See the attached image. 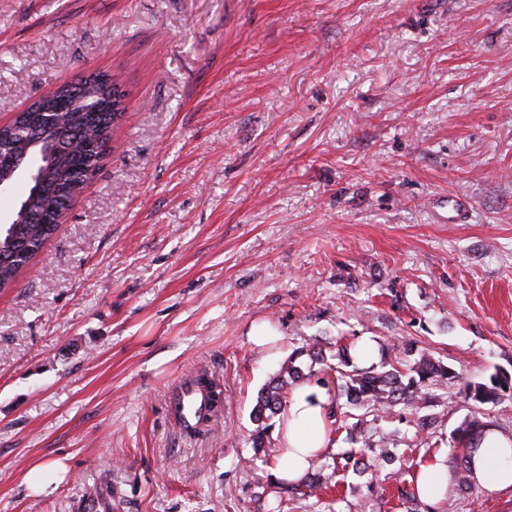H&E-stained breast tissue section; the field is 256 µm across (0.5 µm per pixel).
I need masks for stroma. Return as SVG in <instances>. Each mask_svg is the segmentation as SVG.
Masks as SVG:
<instances>
[{"label":"stroma","mask_w":512,"mask_h":512,"mask_svg":"<svg viewBox=\"0 0 512 512\" xmlns=\"http://www.w3.org/2000/svg\"><path fill=\"white\" fill-rule=\"evenodd\" d=\"M92 72L127 112L0 291V512H429L383 470L275 491L250 412L296 348L414 340L456 373L432 452L402 408L366 427L455 467L468 383L512 372V0H0L1 121ZM201 372L224 411L189 438L166 391Z\"/></svg>","instance_id":"stroma-1"}]
</instances>
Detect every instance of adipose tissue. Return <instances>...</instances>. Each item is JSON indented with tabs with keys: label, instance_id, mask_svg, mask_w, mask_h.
<instances>
[{
	"label": "adipose tissue",
	"instance_id": "adipose-tissue-1",
	"mask_svg": "<svg viewBox=\"0 0 512 512\" xmlns=\"http://www.w3.org/2000/svg\"><path fill=\"white\" fill-rule=\"evenodd\" d=\"M331 394L327 387L303 384L292 393L288 412L279 428L283 453L273 471L279 481L296 482L305 477L313 454L324 452L329 441L325 424ZM474 483L490 491L512 487V440L487 429L470 459ZM451 484L448 467L441 458L422 465L416 473L419 499L439 507Z\"/></svg>",
	"mask_w": 512,
	"mask_h": 512
}]
</instances>
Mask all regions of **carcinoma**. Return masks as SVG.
<instances>
[{
	"instance_id": "cac0c4a2",
	"label": "carcinoma",
	"mask_w": 512,
	"mask_h": 512,
	"mask_svg": "<svg viewBox=\"0 0 512 512\" xmlns=\"http://www.w3.org/2000/svg\"><path fill=\"white\" fill-rule=\"evenodd\" d=\"M112 106L111 97L97 90L86 93H77L72 96L68 109L59 112L51 128L43 125L36 127L19 125L17 130L4 139L3 146L7 150H23L30 140L42 135H58L66 140V146L59 150L48 162L42 160L38 166L51 167L48 180L40 185L37 194H28L26 200L32 201L31 210L42 214L44 209L61 203L71 191H82L81 175L75 168L79 163H85L94 157V154L79 153L74 147L89 135L99 137L102 132L92 127L91 122L103 121L101 114L109 112ZM57 224H33L24 222L12 224L9 235L0 237V250L8 253L6 259H0V288L14 283L21 268L37 254L46 241L58 230ZM308 356L312 362H317L320 353L316 347L301 349L293 352L282 362L280 368L269 383L260 391L252 408V422L255 425L252 444L255 450L265 448L272 424L269 420L285 414L287 406L288 389L297 381L313 376L314 369L303 371L297 365V360ZM336 366L329 370L336 372V397H345L349 407L341 411L340 405L332 407V418L343 415L347 419L346 430L351 435H358V442L362 444L359 450L352 449L332 458V462H320L319 470L332 469L343 472L352 471L361 473L370 467L365 450L380 447L377 461L392 464L397 459V453L387 445H377L372 435L361 429L362 420L350 424L348 420L354 418L351 410H361L363 414H370L378 418L381 414L401 404L413 416L417 432L428 431L430 421L421 411L429 406L434 397V391L447 387L448 380L454 378L452 372L442 361L433 358L424 351L409 344L402 352L382 363V370H363L351 367L348 348L338 345L336 353ZM466 396L475 406L484 404H497L506 396L512 398V375L501 368H495L487 378L468 384ZM491 423L482 420V412L477 410L465 418L453 431L450 447L460 450V461L455 470L456 490L464 491L473 488L470 478L468 459L472 449L480 444L484 431ZM322 480L320 474L310 473L306 479L296 485L294 489L302 494L312 497L320 488Z\"/></svg>"
}]
</instances>
